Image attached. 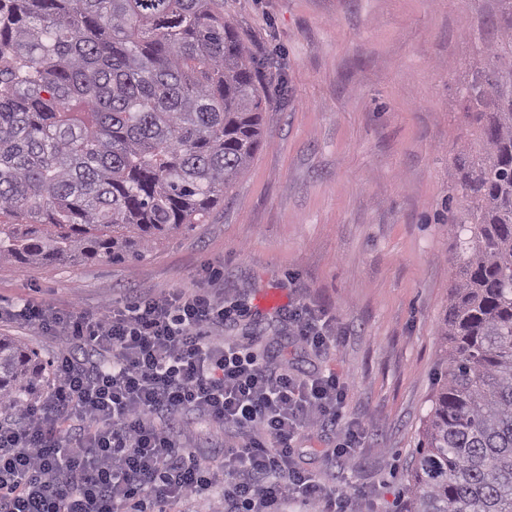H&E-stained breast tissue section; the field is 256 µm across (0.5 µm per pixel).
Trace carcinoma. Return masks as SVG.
Returning <instances> with one entry per match:
<instances>
[{"mask_svg":"<svg viewBox=\"0 0 512 512\" xmlns=\"http://www.w3.org/2000/svg\"><path fill=\"white\" fill-rule=\"evenodd\" d=\"M486 25L459 89L484 124L448 219L457 274L408 512H512V0ZM268 103L224 0H0V262L130 267L207 223ZM53 380L0 337V426Z\"/></svg>","mask_w":512,"mask_h":512,"instance_id":"carcinoma-1","label":"carcinoma"}]
</instances>
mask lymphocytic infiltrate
I'll return each mask as SVG.
<instances>
[{
    "mask_svg": "<svg viewBox=\"0 0 512 512\" xmlns=\"http://www.w3.org/2000/svg\"><path fill=\"white\" fill-rule=\"evenodd\" d=\"M245 302L217 295L144 292L123 307L50 312L28 302L8 319L39 323L63 346L57 382L42 401L21 405L26 423L0 427V512H187L209 499L219 512H283L286 499L319 512H347V498L304 468L297 443L341 419L347 386L334 370L299 376L271 366L241 343L213 334L246 316ZM297 341L316 355L335 328L310 303L288 316ZM112 359L85 366L72 346ZM72 430L49 443L50 421ZM224 425V484L209 458L188 450L198 419Z\"/></svg>",
    "mask_w": 512,
    "mask_h": 512,
    "instance_id": "1",
    "label": "lymphocytic infiltrate"
}]
</instances>
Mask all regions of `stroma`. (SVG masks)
Returning <instances> with one entry per match:
<instances>
[{
  "mask_svg": "<svg viewBox=\"0 0 512 512\" xmlns=\"http://www.w3.org/2000/svg\"><path fill=\"white\" fill-rule=\"evenodd\" d=\"M494 6L224 0L270 97L264 148L208 223L160 240L135 269L0 262V306H124L144 291H192L215 267V287L251 308L224 339L300 376L332 367L348 385L343 420L364 427L361 448L344 465L309 454L304 466L347 492L352 512H399L446 346L448 199L470 165L465 144L480 141L458 89L482 60ZM295 298L335 317L327 355L293 341Z\"/></svg>",
  "mask_w": 512,
  "mask_h": 512,
  "instance_id": "obj_1",
  "label": "stroma"
}]
</instances>
